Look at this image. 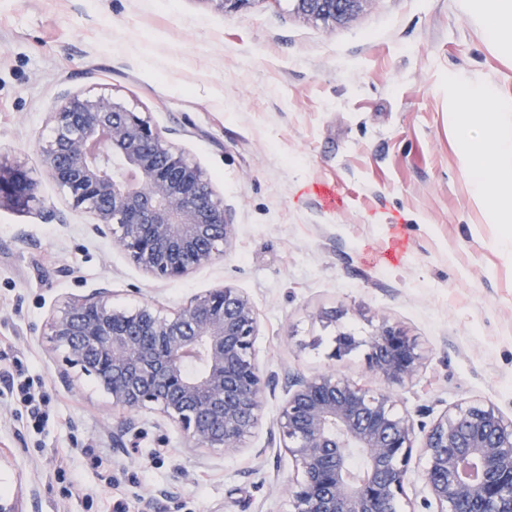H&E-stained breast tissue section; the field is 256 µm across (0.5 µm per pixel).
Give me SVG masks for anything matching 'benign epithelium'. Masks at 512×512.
Returning a JSON list of instances; mask_svg holds the SVG:
<instances>
[{
	"label": "benign epithelium",
	"instance_id": "benign-epithelium-1",
	"mask_svg": "<svg viewBox=\"0 0 512 512\" xmlns=\"http://www.w3.org/2000/svg\"><path fill=\"white\" fill-rule=\"evenodd\" d=\"M371 0H295L304 17L345 23ZM49 121L43 164L94 233L145 274L182 278L226 255L235 239L224 201L203 171L150 121L105 95L65 96ZM35 185L21 167L0 163V208H22ZM67 350L65 365L94 377L120 418L112 436L137 433V414L156 410L192 447L235 451L259 424L266 387L253 350L257 316L248 296L224 286L192 297L172 317L151 303L115 310L111 291L69 298L48 321ZM194 359L200 371L191 375ZM367 369L387 388L368 392L325 372L294 379L277 428L297 477L293 512H398L409 476L414 422L395 410L390 386L414 379L421 357L398 328L382 321L369 341ZM428 498L436 512H512V422L491 405L446 411L424 436ZM357 450L366 468L352 474Z\"/></svg>",
	"mask_w": 512,
	"mask_h": 512
}]
</instances>
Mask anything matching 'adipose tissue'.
I'll return each instance as SVG.
<instances>
[{"label":"adipose tissue","mask_w":512,"mask_h":512,"mask_svg":"<svg viewBox=\"0 0 512 512\" xmlns=\"http://www.w3.org/2000/svg\"><path fill=\"white\" fill-rule=\"evenodd\" d=\"M485 33L512 52V0H468ZM453 133L475 202L491 223L512 224V99L488 85L452 82Z\"/></svg>","instance_id":"adipose-tissue-1"}]
</instances>
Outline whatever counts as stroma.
Here are the masks:
<instances>
[{
    "instance_id": "stroma-1",
    "label": "stroma",
    "mask_w": 512,
    "mask_h": 512,
    "mask_svg": "<svg viewBox=\"0 0 512 512\" xmlns=\"http://www.w3.org/2000/svg\"><path fill=\"white\" fill-rule=\"evenodd\" d=\"M452 77L512 97V58L462 0H371L335 26L293 0L227 13L213 0H0V162L35 181L29 208L0 209V497L35 512H291L295 466L276 427L289 382L333 372L383 389L365 362L383 320L424 356L392 388L399 413L428 426L477 399L512 421V240L471 203ZM67 93L110 96L196 163L224 199L231 252L162 283L96 235L41 160ZM223 286L257 314L258 428L235 452L192 448L146 410L137 447H114L112 402L64 370L50 314L106 287L113 307L170 315ZM342 331L357 345L337 358ZM17 359L52 398L39 434L5 389Z\"/></svg>"
}]
</instances>
